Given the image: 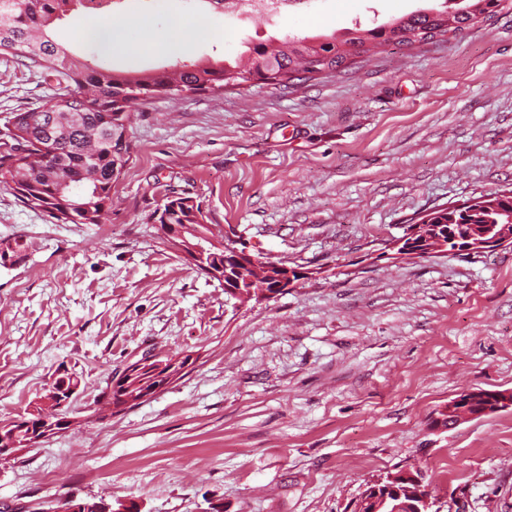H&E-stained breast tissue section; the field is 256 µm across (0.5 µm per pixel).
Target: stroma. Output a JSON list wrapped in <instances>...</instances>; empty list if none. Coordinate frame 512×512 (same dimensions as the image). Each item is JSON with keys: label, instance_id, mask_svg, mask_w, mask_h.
<instances>
[{"label": "stroma", "instance_id": "1", "mask_svg": "<svg viewBox=\"0 0 512 512\" xmlns=\"http://www.w3.org/2000/svg\"><path fill=\"white\" fill-rule=\"evenodd\" d=\"M432 5L313 0L270 26L201 0H125L119 17L180 18L185 58L221 61ZM67 90L0 54V142L12 113ZM125 137L105 223H58L0 187V419L58 369L80 383L75 426L0 458V512L72 495L138 512H354L367 483L410 466L459 512H512V408L432 425L462 389L512 390V248H394L435 207L512 189V0L463 35L337 74L137 102ZM171 195L306 278L232 299L150 221ZM149 348L188 357L186 373L88 411Z\"/></svg>", "mask_w": 512, "mask_h": 512}]
</instances>
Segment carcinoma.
<instances>
[{
	"instance_id": "obj_1",
	"label": "carcinoma",
	"mask_w": 512,
	"mask_h": 512,
	"mask_svg": "<svg viewBox=\"0 0 512 512\" xmlns=\"http://www.w3.org/2000/svg\"><path fill=\"white\" fill-rule=\"evenodd\" d=\"M500 0L475 3L448 12L418 10L371 28L354 27L337 35L269 38L248 50L244 65L185 61L177 56L167 65L128 76L80 59L56 42L52 26L79 14L83 0H0V54L38 64L74 89L39 111L14 114L12 144L0 151V185L26 206L50 214L62 224L104 223L112 199V184L130 155L124 139L129 108L139 100L159 95L187 96L201 90H219L254 80L286 85L299 73L321 70L339 73L353 58L371 50L416 43L463 33L492 14ZM512 217V197L495 195L474 209L448 213V220L465 225H436L425 229L431 239L443 240L448 255L466 258L464 242L453 234L482 233L493 239ZM150 219L159 224L187 225L190 243L213 235L199 207L188 197L169 198ZM247 277L281 294L277 281L258 267Z\"/></svg>"
}]
</instances>
